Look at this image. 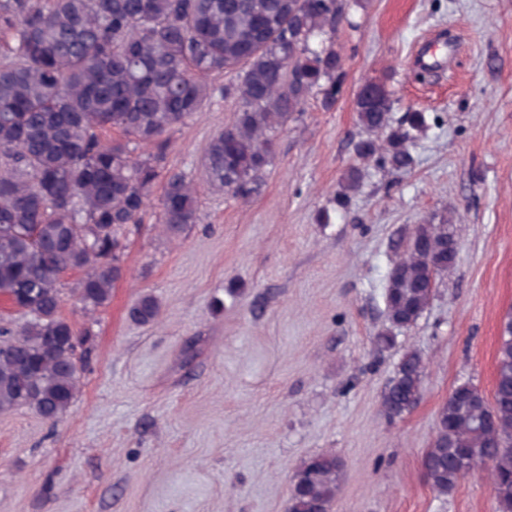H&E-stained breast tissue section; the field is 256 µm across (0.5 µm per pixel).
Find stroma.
I'll return each instance as SVG.
<instances>
[{
	"label": "stroma",
	"mask_w": 512,
	"mask_h": 512,
	"mask_svg": "<svg viewBox=\"0 0 512 512\" xmlns=\"http://www.w3.org/2000/svg\"><path fill=\"white\" fill-rule=\"evenodd\" d=\"M347 12L345 92L276 132L258 193L206 179V148L235 111L221 76L168 136L166 167L192 179L199 223L165 234L154 191L95 314L77 300L81 272L63 274L61 315L91 353L58 422L0 412V512H286L293 472L320 452L344 464L331 512H496L484 466L442 496L421 458L457 384L492 397L512 313V0H347ZM370 80L430 127L411 171L366 165L347 214L319 223L355 161V95ZM432 216L454 228L456 267L378 350L393 241ZM230 287L242 297L215 309ZM145 293L161 304L147 326L129 317ZM408 350L426 364L422 398L391 419L380 394Z\"/></svg>",
	"instance_id": "35a3bbf8"
}]
</instances>
